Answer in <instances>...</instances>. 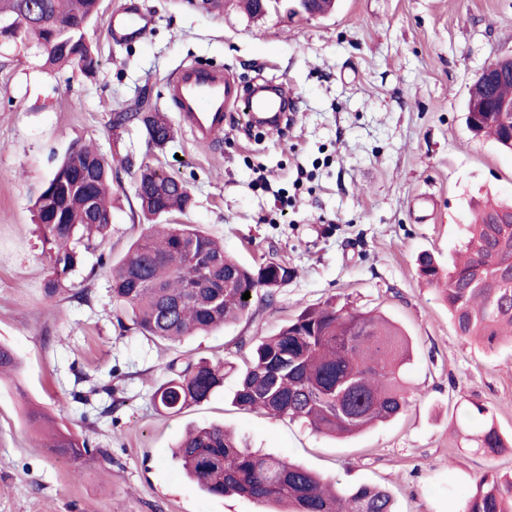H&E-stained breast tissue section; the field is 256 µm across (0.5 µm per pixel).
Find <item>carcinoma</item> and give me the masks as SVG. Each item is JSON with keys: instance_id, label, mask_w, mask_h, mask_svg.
<instances>
[{"instance_id": "obj_1", "label": "carcinoma", "mask_w": 512, "mask_h": 512, "mask_svg": "<svg viewBox=\"0 0 512 512\" xmlns=\"http://www.w3.org/2000/svg\"><path fill=\"white\" fill-rule=\"evenodd\" d=\"M39 16L20 31L26 42L43 46L53 37L74 41V49L96 61L87 44L99 0H32ZM303 13L326 14L335 0H293ZM276 0H243L254 18ZM470 99L487 100L494 112H477L470 130L492 136L512 150V75L494 84L478 79ZM136 122L150 144L163 148L173 137L161 112L146 107L116 112L113 124ZM112 166L96 149L71 147L58 162L35 203L36 223L49 244L53 277L46 293L55 295L80 262L79 247L104 242L112 224ZM135 195L141 214L153 222L112 268V296L144 335L171 342L207 332L244 316L251 300L245 292L265 290L271 298L290 271L270 263L248 267L224 253V247L193 224L156 220L192 207L181 180L149 164L139 168ZM465 258L448 267L440 289L453 325L492 349L499 337H512V205L491 204L479 214L465 244ZM411 361L408 337L371 311L336 307L326 301L302 312L273 336H261L241 374L237 405L277 417L299 420L312 431L353 436L401 415L409 404L404 369ZM21 361L0 344V375H17ZM170 377L153 393L158 410L170 416L208 399L224 384V363L200 359L183 367L169 365ZM24 418L42 433L52 418L18 389ZM467 447L497 454L505 442L494 421L462 436ZM49 450L72 461L92 454L90 443L70 431L52 428ZM172 458L201 490L213 496L237 495L271 504L281 512H396L385 488L345 489L282 457L233 439L220 424L187 433ZM464 512H512V477L484 474Z\"/></svg>"}]
</instances>
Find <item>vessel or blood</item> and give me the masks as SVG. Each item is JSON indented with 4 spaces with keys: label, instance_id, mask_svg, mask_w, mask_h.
Instances as JSON below:
<instances>
[{
    "label": "vessel or blood",
    "instance_id": "1",
    "mask_svg": "<svg viewBox=\"0 0 512 512\" xmlns=\"http://www.w3.org/2000/svg\"><path fill=\"white\" fill-rule=\"evenodd\" d=\"M151 23L138 5H127L107 21L112 39L143 38ZM169 99L180 119L191 129L196 140L207 143L224 130V114L234 104L244 112L281 113L285 98L281 95L259 96L241 93L231 75L224 71L187 64L169 80Z\"/></svg>",
    "mask_w": 512,
    "mask_h": 512
}]
</instances>
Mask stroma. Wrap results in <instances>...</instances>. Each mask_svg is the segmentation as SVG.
<instances>
[{
    "label": "stroma",
    "mask_w": 512,
    "mask_h": 512,
    "mask_svg": "<svg viewBox=\"0 0 512 512\" xmlns=\"http://www.w3.org/2000/svg\"><path fill=\"white\" fill-rule=\"evenodd\" d=\"M127 2H101L92 74L0 44V342L21 360L18 381H0V512H264L204 493L173 463L185 430L212 423L341 487L386 488L397 512H463L484 473L512 476V447L486 455L454 436L479 403L512 438V345L458 335L418 258L447 269L484 204L512 201V152L466 123L483 68L512 55V0H340L324 17L280 8L260 18L240 0H137L151 17L144 38L116 41L105 20ZM185 63L279 86L296 102L286 129L255 130L235 109L216 142L196 141L169 100ZM143 97L175 129L163 149L138 125L112 124ZM76 144L116 174L112 226L51 297L33 204ZM143 163L187 184L194 205L174 222L199 226L244 264L286 262L288 282L274 297L254 294L241 319L180 343L135 331L111 288L113 265L146 230L134 194ZM83 289L89 301L75 299ZM330 299L409 336L404 413L335 439L237 406L256 338ZM201 358L225 363L223 386L180 415L158 413L152 395L169 364ZM20 387L106 459L69 462L40 448Z\"/></svg>",
    "instance_id": "35a3bbf8"
}]
</instances>
